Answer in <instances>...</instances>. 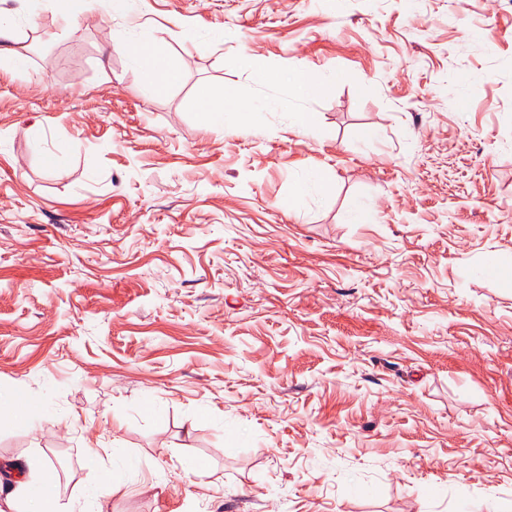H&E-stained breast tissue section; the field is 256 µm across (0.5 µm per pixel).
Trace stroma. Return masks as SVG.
<instances>
[{"mask_svg": "<svg viewBox=\"0 0 512 512\" xmlns=\"http://www.w3.org/2000/svg\"><path fill=\"white\" fill-rule=\"evenodd\" d=\"M0 10L31 57L0 68V390L54 414L0 415L1 479L37 452L67 508L107 472L106 512H512V286L475 273L512 257V0H147L188 62L161 98L112 50L128 21ZM301 67L340 79L300 102ZM218 84L277 106L214 130ZM312 169L334 189L298 222ZM331 188L328 176L322 170H313L298 179L292 188L284 207L288 216L302 219L306 213L308 199L326 196ZM5 409L16 429L30 432L47 416L43 399L23 392L0 394V413Z\"/></svg>", "mask_w": 512, "mask_h": 512, "instance_id": "35a3bbf8", "label": "stroma"}]
</instances>
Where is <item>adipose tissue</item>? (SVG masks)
Listing matches in <instances>:
<instances>
[{
	"mask_svg": "<svg viewBox=\"0 0 512 512\" xmlns=\"http://www.w3.org/2000/svg\"><path fill=\"white\" fill-rule=\"evenodd\" d=\"M26 16L36 17L52 10L62 21V33L72 36L79 22L93 19L99 11L129 21L142 13L144 0H22ZM137 72L144 90L154 97L166 95L178 84L186 63L167 49L151 41L144 33L120 39L113 45ZM275 101H247L232 87L215 85L203 88L194 101V108L212 127H243L256 123L259 114L270 111ZM331 188L328 176L320 170L298 179L284 204L288 215L304 218L308 199L326 196ZM6 410L16 429L29 432L47 416L43 399L23 392L0 394V410ZM60 485L52 463L46 462L36 478L13 482L1 504L8 512H60Z\"/></svg>",
	"mask_w": 512,
	"mask_h": 512,
	"instance_id": "adipose-tissue-1",
	"label": "adipose tissue"
}]
</instances>
